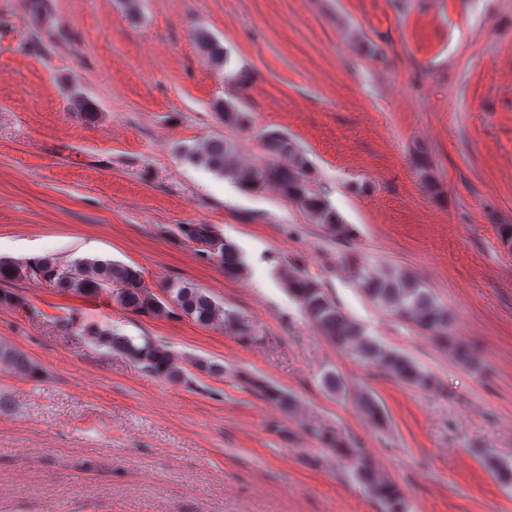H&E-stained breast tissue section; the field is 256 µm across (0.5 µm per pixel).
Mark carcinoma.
<instances>
[{"mask_svg":"<svg viewBox=\"0 0 512 512\" xmlns=\"http://www.w3.org/2000/svg\"><path fill=\"white\" fill-rule=\"evenodd\" d=\"M197 44L216 66L228 63L224 46L204 30L197 32ZM217 119L224 128L237 132H256V137L274 161L245 165L237 159V141L231 135L216 137L201 147L186 146L183 157L214 172L242 189L260 192L274 187L283 198L297 207L313 223L333 238L348 243L356 236L354 226L344 222L335 208L314 188L316 181L307 154L296 147L282 132L265 128L254 130L249 113L232 101L213 104ZM176 238L194 245L201 259L216 265L224 277L238 279L248 266L240 247L224 237L212 224H179ZM350 278L373 303L411 323L420 334L436 342L448 341V312L436 301L432 290L408 271L374 264L367 258L353 257L349 262ZM288 295L302 308L321 335L356 362L388 375L399 383L421 390L438 386L437 379L405 354L368 336L364 329L343 314L314 279L280 272ZM24 278L42 279L64 293L96 298L112 297L123 309L150 317L187 316L202 326L220 323L243 344L262 340L259 330L240 314L228 311L206 291L184 281H171L160 292L149 288L140 268L116 261L81 259L62 265L51 255L24 261L0 257V281L10 283ZM83 335L100 347L122 354L140 364L155 377L179 382L190 370L217 376L224 367L214 361L195 359L190 367L165 348L145 339L135 341L110 329L86 328ZM0 367L19 369L36 376L39 366L12 346L0 343ZM249 388L261 399L282 409H292L295 401L279 387L261 379H248ZM355 405L363 419L374 428L382 427L387 414L377 396L358 390ZM319 441L337 456L352 461L356 478L376 500L380 512H407L402 489L376 475L371 457L358 444L333 432H321Z\"/></svg>","mask_w":512,"mask_h":512,"instance_id":"1","label":"carcinoma"}]
</instances>
